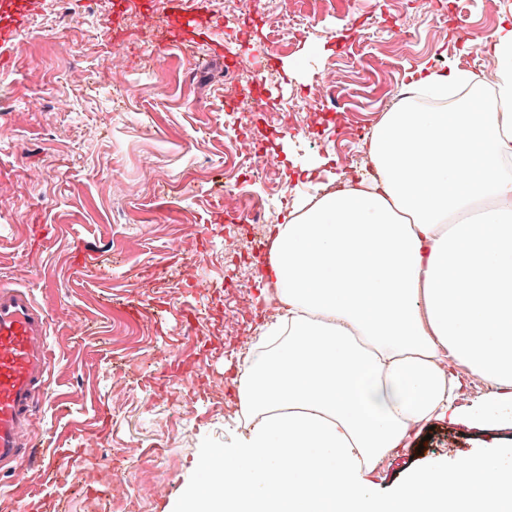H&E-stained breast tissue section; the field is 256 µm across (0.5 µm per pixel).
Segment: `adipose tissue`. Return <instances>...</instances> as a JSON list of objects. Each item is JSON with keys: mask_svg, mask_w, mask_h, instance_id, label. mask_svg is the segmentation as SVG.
<instances>
[{"mask_svg": "<svg viewBox=\"0 0 512 512\" xmlns=\"http://www.w3.org/2000/svg\"><path fill=\"white\" fill-rule=\"evenodd\" d=\"M493 109L397 105L371 177L270 230L279 314L241 369L252 422L211 451L178 512H512V450L370 477L434 420L512 424V25L491 35ZM487 391L462 404L465 390Z\"/></svg>", "mask_w": 512, "mask_h": 512, "instance_id": "1", "label": "adipose tissue"}]
</instances>
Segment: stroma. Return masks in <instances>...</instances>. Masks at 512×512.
Wrapping results in <instances>:
<instances>
[{
  "mask_svg": "<svg viewBox=\"0 0 512 512\" xmlns=\"http://www.w3.org/2000/svg\"><path fill=\"white\" fill-rule=\"evenodd\" d=\"M425 19L408 0H263L259 29L228 44L240 0H210V42L166 54L134 35V8L115 0H41L26 23L28 55L0 69L7 89L0 119V283L28 286L52 313L51 370L36 413V450L79 448L90 440L119 449L130 482L169 493L142 512H175L201 456L230 444L245 424L238 371L275 313L257 277L270 246L249 225L221 218L225 187L267 202V224L284 223L297 203L333 191L394 103L402 78L430 67L473 73L481 58L466 39L512 18V0H447ZM308 33L283 35L289 20ZM108 37H99V25ZM410 31L397 41L396 28ZM73 47V63L52 60L46 29ZM272 56L277 86L254 138L271 144L266 177L227 159L235 136L224 110L226 51ZM337 94L314 100L322 71ZM302 107L309 127L288 131ZM240 238L243 260L224 255V234ZM257 308L248 339L235 332L236 287ZM142 308L122 317L124 307ZM183 363L224 387L213 408L208 386L156 379L157 364ZM123 379L126 399H113ZM512 445V426L475 428L438 420L427 441L395 449L371 477L390 495L431 462ZM117 512L77 477L47 483L40 463L21 481L0 479V512Z\"/></svg>",
  "mask_w": 512,
  "mask_h": 512,
  "instance_id": "obj_1",
  "label": "stroma"
}]
</instances>
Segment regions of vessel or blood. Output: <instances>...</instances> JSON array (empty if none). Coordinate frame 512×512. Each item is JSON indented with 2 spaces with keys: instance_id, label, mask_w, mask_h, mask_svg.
Returning <instances> with one entry per match:
<instances>
[{
  "instance_id": "vessel-or-blood-1",
  "label": "vessel or blood",
  "mask_w": 512,
  "mask_h": 512,
  "mask_svg": "<svg viewBox=\"0 0 512 512\" xmlns=\"http://www.w3.org/2000/svg\"><path fill=\"white\" fill-rule=\"evenodd\" d=\"M39 0H0V51L8 52L17 31ZM50 318L30 289L0 285V475L17 478L34 456V415L51 365ZM81 448L49 450L43 466L52 480L78 471Z\"/></svg>"
}]
</instances>
